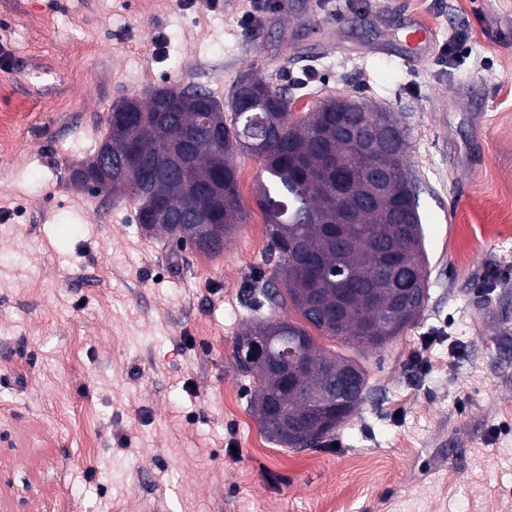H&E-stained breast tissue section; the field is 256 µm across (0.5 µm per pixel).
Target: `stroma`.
Instances as JSON below:
<instances>
[{"label": "stroma", "instance_id": "stroma-1", "mask_svg": "<svg viewBox=\"0 0 512 512\" xmlns=\"http://www.w3.org/2000/svg\"><path fill=\"white\" fill-rule=\"evenodd\" d=\"M0 0V499L11 512H512V0ZM432 28L408 56L412 22ZM468 55H443L458 28ZM168 38L157 53L154 38ZM90 43L74 61L71 46ZM287 88L301 121L359 97L409 132L428 299L356 360L370 391L315 448L268 440L234 340L264 288L261 162L234 159L245 219L216 255L146 236L128 198L76 189L109 110L155 86L219 99L242 76ZM372 473L358 483L356 467Z\"/></svg>", "mask_w": 512, "mask_h": 512}]
</instances>
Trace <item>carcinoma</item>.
Listing matches in <instances>:
<instances>
[{"label": "carcinoma", "mask_w": 512, "mask_h": 512, "mask_svg": "<svg viewBox=\"0 0 512 512\" xmlns=\"http://www.w3.org/2000/svg\"><path fill=\"white\" fill-rule=\"evenodd\" d=\"M250 82L253 108L244 115L235 106L236 86L225 105L191 84L121 99L100 149L74 167L72 182L128 194L144 231L216 255L223 247L204 246L182 223L196 217L228 241L243 220L233 158H258L266 174L258 205L268 261L285 292L251 288V304L272 310L289 300L322 335L380 348L425 308L412 292L427 289V281L415 181L403 165L409 133L393 113L360 98H328L293 122L287 90ZM241 335L257 350L244 358L236 343L234 358L243 372L257 374L253 411L280 446H318L365 399L363 367L318 348L306 327L271 314L250 320ZM289 353L302 367L287 385L273 364ZM346 370L359 375V394L324 407Z\"/></svg>", "instance_id": "obj_1"}]
</instances>
